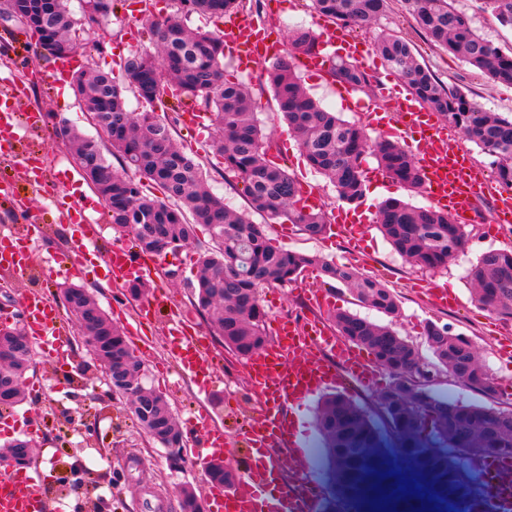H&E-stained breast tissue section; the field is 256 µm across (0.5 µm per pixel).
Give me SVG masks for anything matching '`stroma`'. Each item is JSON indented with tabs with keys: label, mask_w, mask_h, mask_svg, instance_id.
Returning <instances> with one entry per match:
<instances>
[{
	"label": "stroma",
	"mask_w": 512,
	"mask_h": 512,
	"mask_svg": "<svg viewBox=\"0 0 512 512\" xmlns=\"http://www.w3.org/2000/svg\"><path fill=\"white\" fill-rule=\"evenodd\" d=\"M252 18L276 29L280 40H287L291 31L305 27L322 33L333 41L336 30L312 9L310 0H250ZM456 7L473 18L477 32L493 42L504 53L512 52V26L502 24L484 10L482 0H456ZM138 0H113V9L104 25L105 35H83L90 45L89 56H77L76 66L92 64L94 69L123 78V64L132 53L148 47L149 40L140 28ZM408 39L420 63L425 64L445 84L462 88L490 112L512 114V85L489 81L480 71L452 53L431 45L405 12L401 0H388L385 14L377 27L350 31L352 40L373 46L378 32ZM35 36L18 25L0 24V75L15 78L24 92L15 100L16 111L35 115L38 125L24 140V152L44 160L45 184L33 186L24 169L0 159V180L13 188L16 205H0V234L14 233L25 238L40 268L37 275L20 277L5 273V287H0V323L17 320L21 297L37 290L50 299H57L63 286L85 288L105 310L113 323L127 336L130 347L144 362V384L162 392L178 423L191 417L209 416L224 432V461L237 468L247 455L245 430L258 415L261 398L251 392L237 390L234 382L245 377V361L227 349L219 348L218 334L205 315L194 306L189 290L198 270L197 246L159 257L156 264L160 276L152 283L146 300L127 294L125 288L113 284L106 267V253L117 246L129 245L128 237L112 228L107 211L93 188L84 180L71 153L58 143L47 113L66 119L87 136L98 128L83 111L69 84L52 85L48 76L53 60L37 57ZM270 59L249 63L239 70L233 55H225L227 77L249 84L255 101L257 118L267 135L270 156L287 167L302 190L315 193L316 204L329 217L325 233L311 238L297 225L280 219L270 222L266 234L271 244L284 251L316 253L339 265H354L369 277L382 281L396 296L400 308L397 318L383 314L359 302L351 290L330 281L315 269L285 285H274L261 291V302L270 321L296 318L332 328V316L347 311L377 323H391L399 334L412 344L422 361L432 362V354L424 340L426 322L433 321L452 328L454 333L468 337L480 361L493 374L498 384L496 399L487 401L462 382L435 372L430 384L438 395L470 403H490L494 408L512 407V321H506L478 306L472 298V286L466 278L471 262L488 250H512V230H496L493 225L496 200L482 195L476 200L479 220L467 227L469 244L464 254L449 264L447 270L421 272L410 268L391 248L376 227V208L388 198H397L416 207L429 203L426 191H411L388 178L373 156H365L362 167L366 173V195L359 207L364 218L360 237L351 240L336 224L334 216L342 209L334 186L313 170L303 156L287 123L276 112L274 93L266 80ZM362 67L372 77L368 94L351 92L350 103H343L338 94L340 85L328 72L300 71L306 90L329 111L342 119L365 126L376 134L378 126L366 110L357 108L360 100H392L404 96L408 87L378 55L363 58ZM175 99L154 104L155 115L172 123L179 148L194 156L202 165L208 189L223 197L236 210L245 209L247 200L240 185L224 171L223 158L210 148V120L192 124L185 113L175 111ZM83 208L89 218L103 227L95 260L77 271L55 264V253L68 247L76 238L74 224L65 222L63 213L71 207ZM447 290L451 301H436L435 290ZM155 307L149 319L138 320L142 302ZM61 336L57 351L35 349L32 363L25 375L27 391L34 399L11 412L8 420H0V440L29 439L35 446L31 471L39 472V491L46 512H83L87 496H100L106 512H149L148 503H156L158 512H181L178 489L191 486L200 497H207L211 483L204 458L182 455L172 463L167 449L150 440L128 407L114 399L103 373L92 363L79 335L77 322L66 308H59ZM181 321L193 335L204 337L210 347L209 356L201 359L204 376L192 373L174 375L172 383L162 382L159 369L175 360L172 350L173 321ZM323 360L336 374L335 392L353 402L374 409L376 396L391 384L392 376L377 368V380L365 382L354 375L340 359L324 354ZM319 398L310 396L297 405L284 406L283 412L295 419L305 455L306 478L316 487L320 498H327L330 487L326 480V463L321 448V435L316 423ZM93 420L97 434L86 439L82 425ZM79 463L81 477L70 474L72 463Z\"/></svg>",
	"instance_id": "35a3bbf8"
}]
</instances>
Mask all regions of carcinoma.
<instances>
[{
	"label": "carcinoma",
	"instance_id": "obj_1",
	"mask_svg": "<svg viewBox=\"0 0 512 512\" xmlns=\"http://www.w3.org/2000/svg\"><path fill=\"white\" fill-rule=\"evenodd\" d=\"M49 9L38 21L35 34L40 47L57 58L67 53L71 32L78 24L90 30L109 18L112 0H94L75 18L69 0H42ZM405 11L434 46L450 51L481 71L491 81L512 84V54L502 53L480 36L472 17L450 0H402ZM314 12L343 27L369 28L384 15L387 0H311ZM484 9L512 26V0H483ZM164 18L146 10L138 22L151 47L126 58L124 80L119 84L102 71L79 70L72 86L85 110L96 119L98 137L71 132L59 134L71 146L73 158L108 209L116 230L131 236L142 253L163 256L197 243V229L208 230L210 243L200 250L195 306L208 314L224 346L246 356L268 343L267 313L260 289L297 280L307 268H317L329 280L351 287L358 300L387 316L398 314L393 292L377 279L362 276L352 266L338 265L318 254L281 251L268 241L265 227L247 213L229 210L224 199L205 188L200 163L177 146L174 129L158 124L144 112L126 108L130 90L151 104L164 89L183 106L209 113L214 126L213 147L224 156V171L242 185L250 211L271 220L285 218L310 237L326 231L322 210L301 204L296 180L288 170L268 158L264 140L247 88L224 75V42L212 34L191 30L184 19L192 14L222 18L243 10V0H170ZM318 36L306 28L294 30L289 49L271 64L268 81L278 112L298 139L310 165L336 187L339 198L359 202L365 194L363 157L371 153L391 179L411 188L424 185L417 159L388 138L370 139L359 126L325 110L301 86L296 63L318 48ZM375 49L382 60L406 82L412 95L459 129L494 157L499 182L512 186V117L485 110L460 88L448 87L415 57L411 43L399 36L382 35ZM330 73L353 89L366 91L370 76L355 61L334 59ZM121 162L112 166L108 156ZM159 185L163 196L143 194L142 181ZM380 230L393 250L411 267L422 271L445 269L463 252L465 225L445 210L416 207L401 200H387L377 214ZM467 278L475 301L504 320H512V251L490 250L472 263ZM71 302L80 329L89 337L87 351L99 365L112 370V392L129 403L125 380L141 376L142 361L131 351L122 333L112 324L92 295L80 287L60 291ZM338 333L369 349L379 365L400 367L393 382L377 398V406L398 441V459L416 477H425L440 493L430 501L462 506L476 501L482 486L475 472L482 461L504 453L512 458V409L494 411L481 405L448 400L426 386L405 383V373L425 372L415 348L392 328L347 312L333 315ZM428 346L449 374L486 398L496 394V383L476 359L470 341L448 325L428 322ZM33 356L29 337L17 327L0 328V412L23 403L19 386ZM147 426L164 448H180V429L165 396L147 390ZM319 427L329 461L331 496L323 512H337L346 502L353 512H381L401 496L375 499L373 487L393 492V476L380 478L394 462L390 445L371 416L348 399L332 395L322 403Z\"/></svg>",
	"mask_w": 512,
	"mask_h": 512
}]
</instances>
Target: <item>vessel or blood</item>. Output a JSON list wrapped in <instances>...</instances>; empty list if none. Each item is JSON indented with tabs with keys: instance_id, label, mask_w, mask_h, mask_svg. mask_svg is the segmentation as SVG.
<instances>
[{
	"instance_id": "b4317fda",
	"label": "vessel or blood",
	"mask_w": 512,
	"mask_h": 512,
	"mask_svg": "<svg viewBox=\"0 0 512 512\" xmlns=\"http://www.w3.org/2000/svg\"><path fill=\"white\" fill-rule=\"evenodd\" d=\"M224 43L246 63L268 55L256 37L255 27L236 18L224 25ZM18 93L15 85L0 93L1 156L9 155L13 143L34 126L32 119L21 118L13 106ZM398 107L411 125L400 136L418 155L430 197L448 209L457 223H471L474 201L484 194L485 188L468 156L450 146L448 125L429 119L415 98L399 100ZM95 235L94 223H87L85 232L74 241L69 253L59 256V263H69L74 254L90 258ZM106 264L112 280L120 284L149 278L153 270L150 260L133 255L124 247L113 248ZM20 310L27 336L44 349L55 345L58 315L44 294L36 290L29 292L23 297ZM274 330L276 341L252 355L248 364L251 390L266 402L263 414L247 432L248 445L252 448H264L272 442L296 447L295 433L282 417L280 406L287 401L305 400L334 382L335 373L330 365L322 363L320 351L337 353L348 363L356 358L353 349L340 345L325 329L279 322ZM486 469L496 477L492 488L495 512H512V460H488ZM275 473L272 461L259 463L246 458L237 488L229 492L220 486L213 487L207 499V512H316L314 492L307 483L297 492L288 488L280 491L273 502L260 495V488L272 485ZM45 509L37 477L13 470L0 473V512H45Z\"/></svg>"
}]
</instances>
